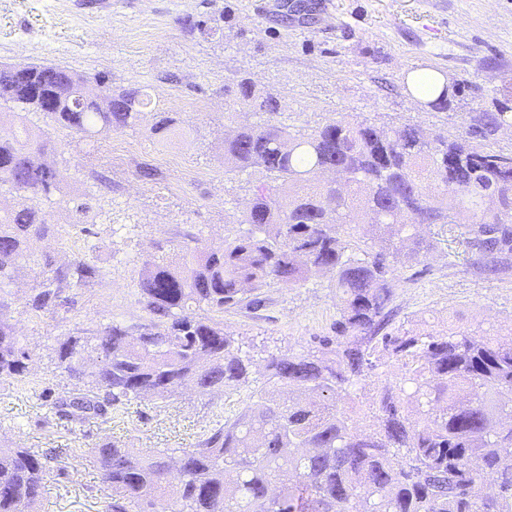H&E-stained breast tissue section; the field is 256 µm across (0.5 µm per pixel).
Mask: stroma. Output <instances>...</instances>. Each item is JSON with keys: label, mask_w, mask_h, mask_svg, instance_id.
<instances>
[{"label": "stroma", "mask_w": 512, "mask_h": 512, "mask_svg": "<svg viewBox=\"0 0 512 512\" xmlns=\"http://www.w3.org/2000/svg\"><path fill=\"white\" fill-rule=\"evenodd\" d=\"M218 18L204 36L188 19ZM54 63L116 86L146 89L177 113L185 139L161 146L149 136L153 110L140 123L99 140L46 129L50 161L62 185L38 206L58 234L34 244L64 266L92 250L105 277L69 289L70 310L32 317L25 298L32 270L0 289L7 317L33 355L30 378L52 397L72 388L52 348L78 329L136 320L140 270L156 261L157 243L186 233L222 242L239 223L260 172L225 174L224 115L252 123L259 116L228 87L247 77L257 95L278 99L270 123L310 130L343 117L385 128L416 124L430 132L468 136L479 113L512 99V0H0V64ZM427 68L457 90L446 110L409 92L411 71ZM85 205L86 214L76 211ZM400 286L389 330L423 320L440 327L461 312L470 327L512 330V274L498 279L479 266H449L442 252L398 270ZM264 304L224 315V327L251 345L255 359L270 351L318 350L336 320L329 277L299 288L263 289ZM250 388L226 390L216 401L186 389L171 398H139L111 420L66 422L14 381L0 380V446L44 452L49 471L36 512H105L110 495L87 450L108 440L128 448H188L213 420L212 406L234 414Z\"/></svg>", "instance_id": "35a3bbf8"}]
</instances>
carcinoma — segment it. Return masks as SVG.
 Returning a JSON list of instances; mask_svg holds the SVG:
<instances>
[{
    "label": "carcinoma",
    "instance_id": "cac0c4a2",
    "mask_svg": "<svg viewBox=\"0 0 512 512\" xmlns=\"http://www.w3.org/2000/svg\"><path fill=\"white\" fill-rule=\"evenodd\" d=\"M85 78L53 64L0 65V100L40 114L56 129L90 137L132 128L148 107L140 87L110 89L106 103ZM255 113L274 114L248 78L234 90ZM224 171L259 169L246 227L224 225L211 245L186 234L172 256L138 277L142 314L79 329L54 346L73 382L50 403L58 417L106 419L143 397L185 388L203 395L249 382L250 349L218 315L259 303L272 285L295 288L332 275L339 318L321 350L270 353L264 384L234 416L191 448L89 449L111 490L106 512H512V331L493 337L450 319L386 332L400 267L425 261L447 235L448 256L488 276L512 266V153L432 136L419 126L378 128L344 118L308 132L268 122L236 123L228 113ZM512 127V104L484 112L472 134ZM182 135L162 112L151 128L161 144ZM45 132L23 126L0 136V185L17 195L0 210V286L28 265L40 281L25 299L39 317L73 304L61 285L82 288L105 273L83 254L57 267L31 252L57 232L35 203L59 190L44 160ZM454 220L444 221L448 214ZM401 382L374 388L372 430L360 429L350 388L386 361ZM32 355L0 312V378L24 382ZM47 457L0 448V512H33Z\"/></svg>",
    "mask_w": 512,
    "mask_h": 512
}]
</instances>
